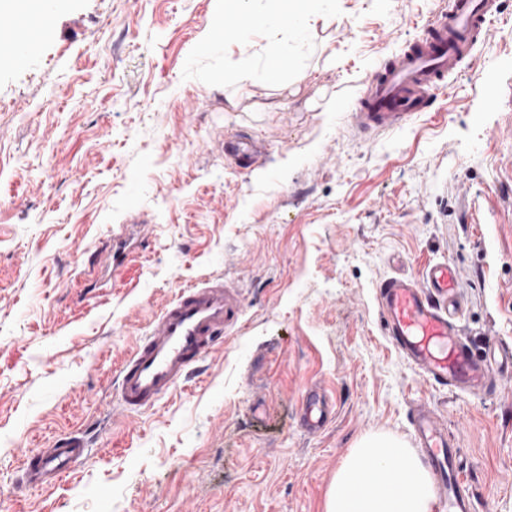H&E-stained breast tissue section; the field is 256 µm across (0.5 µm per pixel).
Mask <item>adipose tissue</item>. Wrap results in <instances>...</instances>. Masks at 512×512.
<instances>
[{"instance_id": "1", "label": "adipose tissue", "mask_w": 512, "mask_h": 512, "mask_svg": "<svg viewBox=\"0 0 512 512\" xmlns=\"http://www.w3.org/2000/svg\"><path fill=\"white\" fill-rule=\"evenodd\" d=\"M430 474L400 440L366 434L350 448L327 491L324 512H434Z\"/></svg>"}]
</instances>
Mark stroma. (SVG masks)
<instances>
[{
  "label": "stroma",
  "instance_id": "35a3bbf8",
  "mask_svg": "<svg viewBox=\"0 0 512 512\" xmlns=\"http://www.w3.org/2000/svg\"><path fill=\"white\" fill-rule=\"evenodd\" d=\"M54 38L0 59V512H323L361 436L414 447L418 405L459 448L473 512H512V372L474 397L386 336L377 285L447 261L460 326L512 343V0L432 111L367 137L371 74L440 0H320L227 40L220 0H55ZM298 63L272 72L279 40ZM262 145L244 166L225 143ZM234 286L242 315L160 403L115 397L179 287ZM319 387L331 416L305 431ZM81 433L55 485L24 451ZM329 412L317 401L313 393H308L301 403L300 418L303 425L312 432H317L327 422Z\"/></svg>",
  "mask_w": 512,
  "mask_h": 512
}]
</instances>
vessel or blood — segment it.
I'll list each match as a JSON object with an SVG mask.
<instances>
[{
	"mask_svg": "<svg viewBox=\"0 0 512 512\" xmlns=\"http://www.w3.org/2000/svg\"><path fill=\"white\" fill-rule=\"evenodd\" d=\"M501 12V0H445L421 36L390 57L368 80L353 113L359 133L392 129L428 111L448 77L483 43ZM18 17L0 14V57L15 59L19 47L11 36ZM456 267L427 265L419 278L394 276L377 288V304L395 347L432 381L470 395L488 394L498 374L512 370V345H476L456 323ZM238 295L223 281H205L178 289L153 321L119 370L117 388L130 413L155 406L218 345L227 326L240 317ZM329 413L314 394L301 403L300 418L312 432ZM415 440L426 466L435 475L438 512H471L472 493L462 477L459 450L438 426L431 410L417 409ZM85 448L83 437L70 435L51 448L25 452V484L60 481Z\"/></svg>",
	"mask_w": 512,
	"mask_h": 512,
	"instance_id": "obj_1",
	"label": "vessel or blood"
}]
</instances>
